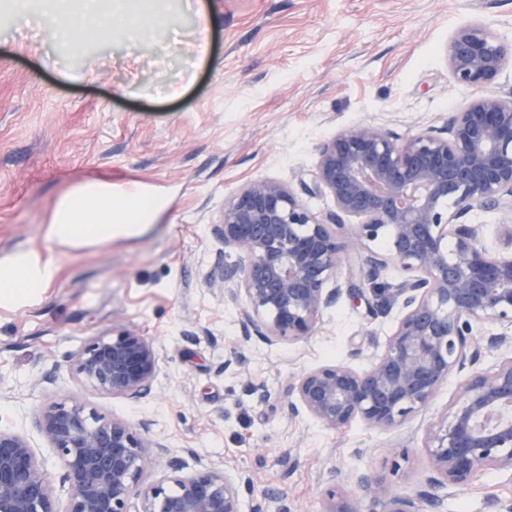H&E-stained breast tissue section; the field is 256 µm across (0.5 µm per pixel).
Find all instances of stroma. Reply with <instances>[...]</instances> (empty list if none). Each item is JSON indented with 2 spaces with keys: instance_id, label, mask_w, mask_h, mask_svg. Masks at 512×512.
Instances as JSON below:
<instances>
[{
  "instance_id": "obj_1",
  "label": "stroma",
  "mask_w": 512,
  "mask_h": 512,
  "mask_svg": "<svg viewBox=\"0 0 512 512\" xmlns=\"http://www.w3.org/2000/svg\"><path fill=\"white\" fill-rule=\"evenodd\" d=\"M210 2L211 53L197 61L183 0H169L168 24L132 52L121 38L72 49L40 15L16 18L0 0V260L30 248L60 268L37 298L0 303V427L29 439L62 507L71 489L37 421L64 398L151 420L187 471L249 478L254 492L278 491L289 512H322L333 469L412 490L429 469L426 430L446 415L460 376L394 430L292 416L289 381L355 348L380 352L400 311L374 319L346 296L309 339L241 344L240 309L215 286L224 246L213 227L250 181L298 189L319 143L340 128L371 123L405 137L444 126L471 95L448 67L449 40L473 22L511 37L512 0ZM173 84L183 95L164 98ZM90 180L116 193L140 182L164 207L136 235L56 252L43 226L61 196ZM123 329L161 344L157 379L138 400L101 394L71 367L86 343ZM47 373L53 384L41 383ZM260 384L268 398L253 393ZM510 500L512 475L490 469L449 488L442 512H498Z\"/></svg>"
}]
</instances>
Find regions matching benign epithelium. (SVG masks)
<instances>
[{
    "mask_svg": "<svg viewBox=\"0 0 512 512\" xmlns=\"http://www.w3.org/2000/svg\"><path fill=\"white\" fill-rule=\"evenodd\" d=\"M455 79L475 90L439 128L402 137L380 125L342 128L318 147L313 169L300 177L309 195L327 194L334 208L319 217L275 180L244 185L224 202L214 234L224 245L217 287L240 306L242 342L295 343L314 335L323 313L344 294L372 286L368 314L401 309L382 351L356 364L328 362L288 383L284 398L295 416L330 429L354 422L392 430L425 409L452 374H464L456 400L428 431L429 474L410 492L386 496L367 472L355 475L358 495L336 500L330 472L326 512H425L443 491L466 485L488 469L512 473V355L493 372L478 366L492 351L512 350V225L491 250L476 210L512 216V92L490 90L512 57V42L474 23L448 43ZM384 238L387 250L370 243ZM403 278L378 285L390 264ZM347 267L348 277L335 273ZM493 323L500 332L474 334ZM158 344L134 329L100 336L72 357L76 378L95 391L137 400L156 379ZM151 422L102 416L73 400L48 403L38 428L62 462L71 496L60 511L52 478L28 439L0 429V512H243L247 480L205 467L184 472L150 436ZM158 468L146 483L144 471ZM250 512H288L280 494L252 496Z\"/></svg>",
    "mask_w": 512,
    "mask_h": 512,
    "instance_id": "1",
    "label": "benign epithelium"
}]
</instances>
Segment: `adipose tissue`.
<instances>
[{"mask_svg": "<svg viewBox=\"0 0 512 512\" xmlns=\"http://www.w3.org/2000/svg\"><path fill=\"white\" fill-rule=\"evenodd\" d=\"M40 12L58 21L60 37L75 48L97 38L105 26L114 33L143 38L165 20L163 11L145 12L144 0H40ZM159 208V201L144 191L116 196L110 185L88 182L57 200L44 236L66 253L139 232L153 222ZM57 272L54 260L39 251L14 253L0 261V302L41 294Z\"/></svg>", "mask_w": 512, "mask_h": 512, "instance_id": "obj_1", "label": "adipose tissue"}]
</instances>
